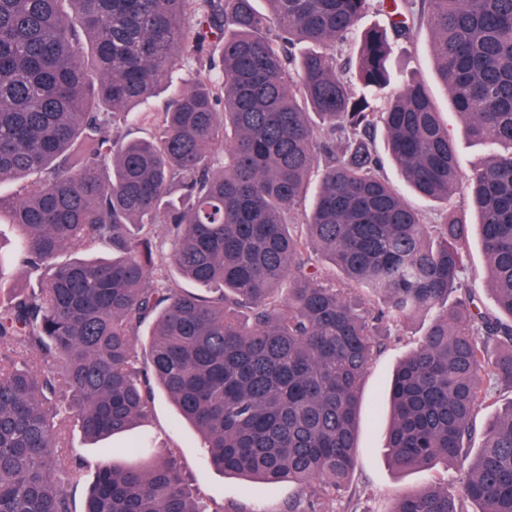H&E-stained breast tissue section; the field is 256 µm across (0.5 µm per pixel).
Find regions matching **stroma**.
<instances>
[{"mask_svg": "<svg viewBox=\"0 0 512 512\" xmlns=\"http://www.w3.org/2000/svg\"><path fill=\"white\" fill-rule=\"evenodd\" d=\"M411 39L409 50L395 49L392 66L395 70L414 74L427 86L448 123L462 165L470 166L483 155L484 149L468 140L444 88L436 79L432 33L427 27L419 26L414 29ZM430 321L429 315L420 314L408 323L391 326L384 348L366 373L358 419V464L347 492L336 503V512H390L399 491L432 482L444 483L452 494L460 490V476L454 468L441 464L431 470L401 474L388 465L383 452L386 400L393 370L414 347ZM140 442L148 445V453L152 456L169 448L176 450L202 500L209 507L221 508L222 512H279L284 503L304 494L303 488L292 482L246 480L214 468L199 434L180 418L174 404L159 389L154 392L146 425L95 444L87 442L80 428L75 427L68 438L67 450L85 461V476L90 479L98 469L130 465L132 459L125 449Z\"/></svg>", "mask_w": 512, "mask_h": 512, "instance_id": "1", "label": "stroma"}]
</instances>
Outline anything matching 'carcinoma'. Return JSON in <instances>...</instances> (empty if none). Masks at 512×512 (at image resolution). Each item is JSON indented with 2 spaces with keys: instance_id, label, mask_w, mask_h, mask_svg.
<instances>
[{
  "instance_id": "carcinoma-1",
  "label": "carcinoma",
  "mask_w": 512,
  "mask_h": 512,
  "mask_svg": "<svg viewBox=\"0 0 512 512\" xmlns=\"http://www.w3.org/2000/svg\"><path fill=\"white\" fill-rule=\"evenodd\" d=\"M262 2L0 0V184L21 183L0 196L18 232L0 255V512H74L70 419L120 434L154 381L217 470L308 485L280 512H324L356 467L382 325L425 312L386 450L400 471L460 468L462 493L430 484L392 512H512V404L472 453L478 373L512 389V0ZM371 10L385 24L357 33ZM421 23L490 150L466 173L426 85L391 64ZM380 131L439 223L385 178ZM473 213L494 312L460 278ZM95 246L114 257L57 262ZM15 269L45 270L41 288L4 289ZM82 512L205 509L169 451L98 471Z\"/></svg>"
}]
</instances>
